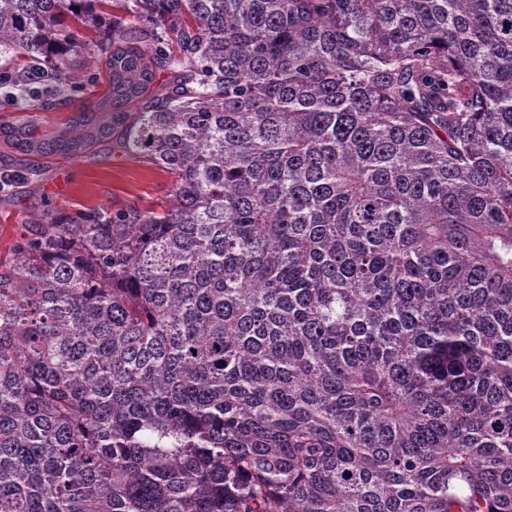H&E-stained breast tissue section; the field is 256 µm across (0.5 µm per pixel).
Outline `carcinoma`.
Listing matches in <instances>:
<instances>
[{"label":"carcinoma","mask_w":512,"mask_h":512,"mask_svg":"<svg viewBox=\"0 0 512 512\" xmlns=\"http://www.w3.org/2000/svg\"><path fill=\"white\" fill-rule=\"evenodd\" d=\"M2 56L0 198L110 138L175 201L0 255V512H512V0H0ZM99 67L102 71L91 86L82 89L74 96L69 97L64 101H61V103L57 105L56 108L52 111L46 112V118L49 124L62 126V124L70 116H72L73 112L88 104L89 102L96 100L99 96L106 92L107 80L105 76L104 64L99 63Z\"/></svg>","instance_id":"cac0c4a2"}]
</instances>
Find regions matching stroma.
I'll return each instance as SVG.
<instances>
[{"mask_svg": "<svg viewBox=\"0 0 512 512\" xmlns=\"http://www.w3.org/2000/svg\"><path fill=\"white\" fill-rule=\"evenodd\" d=\"M37 163L45 170L38 191L23 187L13 199L0 202V254L9 249L22 220L44 200L69 212L102 205L158 208L173 202L168 173L125 155L108 139L79 157H41Z\"/></svg>", "mask_w": 512, "mask_h": 512, "instance_id": "35a3bbf8", "label": "stroma"}]
</instances>
